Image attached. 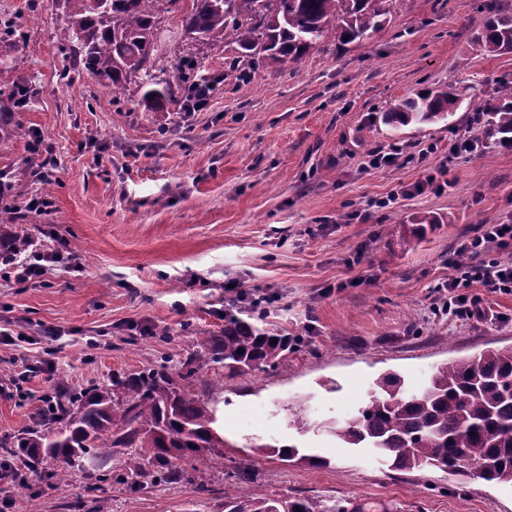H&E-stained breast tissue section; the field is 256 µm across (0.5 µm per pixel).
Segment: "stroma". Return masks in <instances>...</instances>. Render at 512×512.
I'll return each instance as SVG.
<instances>
[{
    "label": "stroma",
    "instance_id": "stroma-1",
    "mask_svg": "<svg viewBox=\"0 0 512 512\" xmlns=\"http://www.w3.org/2000/svg\"><path fill=\"white\" fill-rule=\"evenodd\" d=\"M191 5L163 4L152 55L165 65L195 57L196 78L214 93L197 112H148L139 79L116 97L82 70L64 0H0V25L17 30L0 37V88L33 92L17 114L27 136L0 143L18 257L73 255L33 283L0 278V329L15 339L0 344V442L44 430L41 395L63 403L105 387L120 400L143 369L176 372L197 354V337L223 333L238 304L232 281L263 296L272 328L303 342L273 369L230 380L220 366L205 370L223 382L211 398L224 448L191 480L132 491L116 458L98 497L86 492L94 477L85 470L63 488L0 482V512H95L102 497L110 512H224L237 466L251 470L258 498H314L343 512H512L511 483L393 470L319 429L355 415L383 374L414 392L448 360L512 345V292L473 288L481 319L435 312L449 254L479 225L512 221V151L451 152L457 138L484 135L471 104L512 87V53L469 47L512 0H395L370 39L244 79L228 71L230 48L186 35ZM451 87L463 102L447 122L396 130L381 119L392 100ZM372 150L398 157L364 168ZM441 171L446 185H429ZM388 195V207H374ZM36 197L49 212L29 209ZM424 215L437 224L406 242L408 222ZM27 367L33 375L17 390L11 380ZM298 416L313 429L296 426ZM256 444L294 445L322 463L259 457Z\"/></svg>",
    "mask_w": 512,
    "mask_h": 512
}]
</instances>
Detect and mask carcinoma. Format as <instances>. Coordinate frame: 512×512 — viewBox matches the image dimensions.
<instances>
[{
    "label": "carcinoma",
    "mask_w": 512,
    "mask_h": 512,
    "mask_svg": "<svg viewBox=\"0 0 512 512\" xmlns=\"http://www.w3.org/2000/svg\"><path fill=\"white\" fill-rule=\"evenodd\" d=\"M395 0H193L183 19L185 34L204 43L237 46L246 66L231 65L242 77L262 64H298L321 41L346 45L382 29ZM67 41L80 46V65L107 81L116 92L133 77L142 80L141 104L165 112L197 86V67L181 58L171 68L177 80L156 75L151 60L162 0H66ZM481 55L512 53V14L497 10L470 43ZM25 85L0 90V143L24 137L16 110L30 97ZM452 90L420 92L390 104L382 118L398 129L447 121L461 107ZM489 116L486 134H512V106L485 103L473 108ZM10 208H0V259L14 252L16 237ZM301 337L258 323L255 316L224 317V334L200 336L197 357L182 364L177 379L153 369L125 381L129 399L116 404L107 388L73 395L71 407H59L52 420H67L53 435L28 431L3 448L22 465L34 458L58 460L52 477L65 484L77 465V450L100 483L112 478L110 460L124 449L122 480L138 490L152 483L189 478L186 466L206 460L224 447L215 427L209 395L196 391L202 369L216 364L225 376H244L273 367ZM351 448H373L391 468L409 471L437 467L450 471L462 456L477 466L473 478L512 483V347L487 348L472 357L453 359L436 368L425 390L405 394L404 379L389 373L374 382L369 401L357 414L330 429ZM154 470L146 471V465ZM224 512H336V505L311 498H256L246 490L224 499Z\"/></svg>",
    "instance_id": "obj_1"
}]
</instances>
